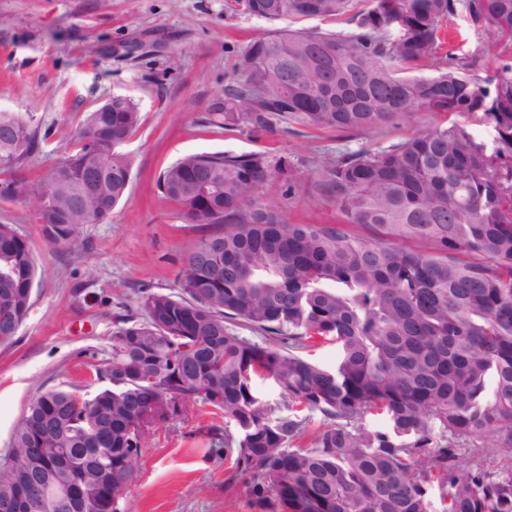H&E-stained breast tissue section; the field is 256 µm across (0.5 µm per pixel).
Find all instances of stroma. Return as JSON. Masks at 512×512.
I'll return each mask as SVG.
<instances>
[{
  "instance_id": "35a3bbf8",
  "label": "stroma",
  "mask_w": 512,
  "mask_h": 512,
  "mask_svg": "<svg viewBox=\"0 0 512 512\" xmlns=\"http://www.w3.org/2000/svg\"><path fill=\"white\" fill-rule=\"evenodd\" d=\"M279 27L251 15L245 0H0V112L26 119L42 145L25 174L41 175L76 149L78 127L113 96L141 112L122 147L132 161L127 197L86 225V249L49 245L31 203L0 197V224L26 239L39 271L27 318L0 344V452L41 393L103 388L89 372L108 356L116 314L136 312L141 290L175 291L201 232L157 187L171 163L191 153L265 155L274 167L259 189L265 206L291 224H340L335 200L316 192L338 151L377 149L439 124L416 112L352 136L280 120L225 126L234 61ZM237 435L233 420L187 404L148 435L127 512H257L245 486L224 485L229 458L220 449Z\"/></svg>"
}]
</instances>
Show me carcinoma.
I'll return each mask as SVG.
<instances>
[{
	"label": "carcinoma",
	"instance_id": "cac0c4a2",
	"mask_svg": "<svg viewBox=\"0 0 512 512\" xmlns=\"http://www.w3.org/2000/svg\"><path fill=\"white\" fill-rule=\"evenodd\" d=\"M270 21L336 18L347 33L281 29L251 43L224 90V125L268 118L347 133L416 111L457 116L377 150L345 151L323 174L347 224H289L260 202L272 174L260 154L184 156L162 194L202 229L175 293L141 292L115 321L108 386L85 399L64 388L33 399L0 453V512H123L153 422L189 402L238 427L225 483L260 512H512V0H246ZM462 14L492 40L441 66L443 33ZM494 71L478 74L481 61ZM439 66L430 77L410 75ZM485 126L476 138L469 120ZM137 105L112 97L91 112L78 148L30 178L37 132L0 112V196L38 201L46 241L86 247L84 227L125 197L121 146ZM96 168L93 182L88 166ZM369 231L355 235L347 225ZM37 275L26 240L0 224V343L29 314ZM245 326L261 334L240 335ZM338 351L325 369L306 355ZM261 377L290 414L264 401ZM322 424L305 446L311 414ZM383 415L384 428L363 421ZM492 446L459 470L462 451Z\"/></svg>",
	"mask_w": 512,
	"mask_h": 512
}]
</instances>
